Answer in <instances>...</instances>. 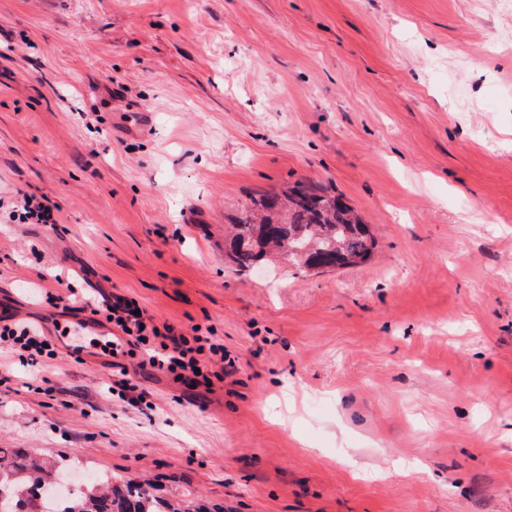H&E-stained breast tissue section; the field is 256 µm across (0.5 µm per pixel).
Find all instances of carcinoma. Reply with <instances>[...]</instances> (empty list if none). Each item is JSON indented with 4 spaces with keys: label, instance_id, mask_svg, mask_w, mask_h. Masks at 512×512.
I'll return each instance as SVG.
<instances>
[{
    "label": "carcinoma",
    "instance_id": "1",
    "mask_svg": "<svg viewBox=\"0 0 512 512\" xmlns=\"http://www.w3.org/2000/svg\"><path fill=\"white\" fill-rule=\"evenodd\" d=\"M274 250L302 271L312 265L332 269L352 267L365 261L375 247L368 225L341 195L314 184H297L281 194L252 198L241 206L224 241V253L241 272L271 263L269 238ZM65 461L47 462L9 448H0V512H224L195 497L168 498L155 492L147 481L115 480L99 474L60 508L49 498L50 475L60 476Z\"/></svg>",
    "mask_w": 512,
    "mask_h": 512
}]
</instances>
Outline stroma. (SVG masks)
<instances>
[{
    "label": "stroma",
    "instance_id": "1",
    "mask_svg": "<svg viewBox=\"0 0 512 512\" xmlns=\"http://www.w3.org/2000/svg\"><path fill=\"white\" fill-rule=\"evenodd\" d=\"M361 265L239 272L224 227L297 182ZM60 209L17 224L18 192ZM84 288L200 331L191 388L0 350V448L226 512H512V12L498 0H0V318ZM53 385L45 394L43 385Z\"/></svg>",
    "mask_w": 512,
    "mask_h": 512
}]
</instances>
